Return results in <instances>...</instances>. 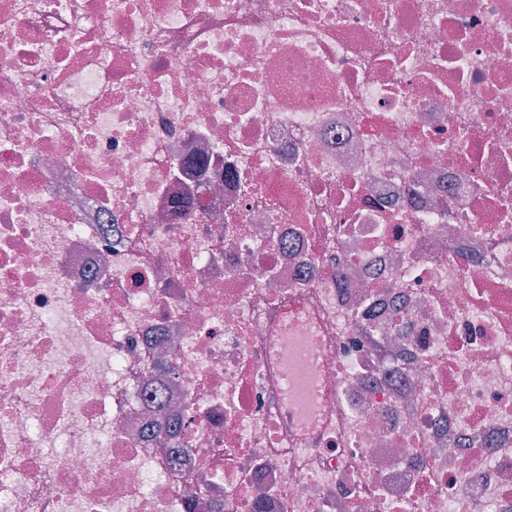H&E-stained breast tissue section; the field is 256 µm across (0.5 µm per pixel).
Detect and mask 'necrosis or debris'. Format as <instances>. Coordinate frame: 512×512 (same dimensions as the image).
<instances>
[{"label": "necrosis or debris", "instance_id": "4bbe7bcc", "mask_svg": "<svg viewBox=\"0 0 512 512\" xmlns=\"http://www.w3.org/2000/svg\"><path fill=\"white\" fill-rule=\"evenodd\" d=\"M0 512H512V0H0Z\"/></svg>", "mask_w": 512, "mask_h": 512}]
</instances>
